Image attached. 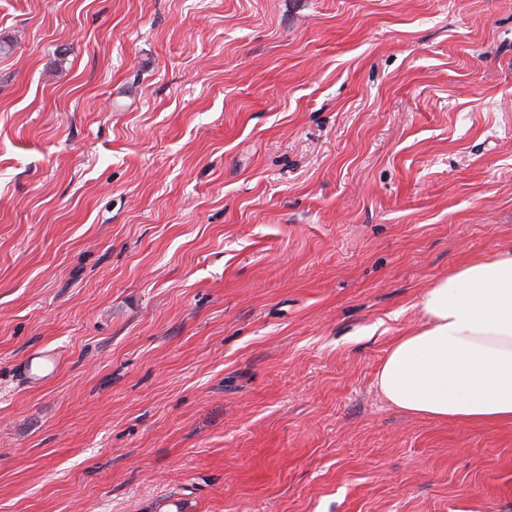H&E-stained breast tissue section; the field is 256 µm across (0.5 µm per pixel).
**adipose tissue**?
<instances>
[{"label":"adipose tissue","instance_id":"adipose-tissue-1","mask_svg":"<svg viewBox=\"0 0 512 512\" xmlns=\"http://www.w3.org/2000/svg\"><path fill=\"white\" fill-rule=\"evenodd\" d=\"M377 385L397 408L462 424L512 422V253L473 260L422 295Z\"/></svg>","mask_w":512,"mask_h":512}]
</instances>
